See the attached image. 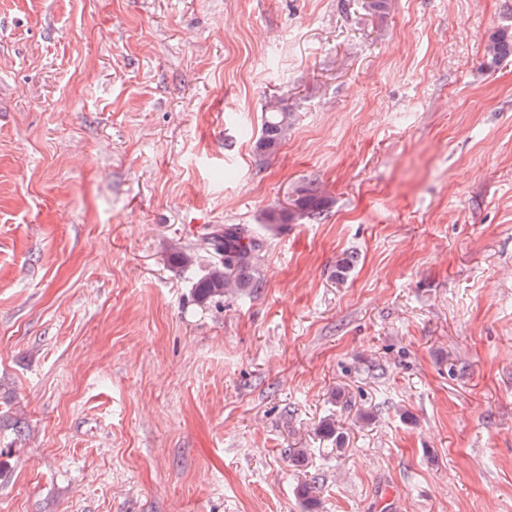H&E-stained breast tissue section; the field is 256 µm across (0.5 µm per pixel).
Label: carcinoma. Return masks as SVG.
Returning a JSON list of instances; mask_svg holds the SVG:
<instances>
[{
    "label": "carcinoma",
    "mask_w": 512,
    "mask_h": 512,
    "mask_svg": "<svg viewBox=\"0 0 512 512\" xmlns=\"http://www.w3.org/2000/svg\"><path fill=\"white\" fill-rule=\"evenodd\" d=\"M512 56V30H499L484 42V64L491 68ZM294 122L293 113L271 99L265 104L262 124L255 140L257 156L265 159L273 155L286 139ZM331 203L322 191L302 187L290 208H270L262 213L263 226L277 230L288 224L313 220ZM198 249L213 255V261L194 284L197 301L220 300L230 293H251L261 287L258 267L263 241L242 224L215 225L198 239ZM196 249V250H198ZM196 250L174 253L176 264L187 267L194 264Z\"/></svg>",
    "instance_id": "obj_1"
}]
</instances>
